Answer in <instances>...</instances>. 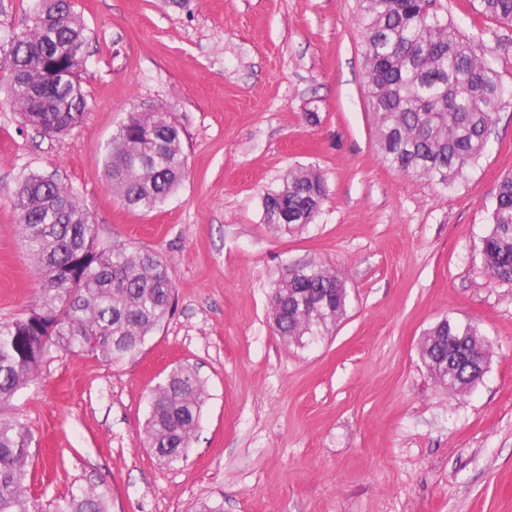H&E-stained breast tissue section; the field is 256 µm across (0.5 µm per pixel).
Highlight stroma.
<instances>
[{
  "instance_id": "stroma-1",
  "label": "stroma",
  "mask_w": 512,
  "mask_h": 512,
  "mask_svg": "<svg viewBox=\"0 0 512 512\" xmlns=\"http://www.w3.org/2000/svg\"><path fill=\"white\" fill-rule=\"evenodd\" d=\"M88 34L72 132L21 125L0 92V322L34 308L40 280L9 194L29 173L72 186L101 241L158 254L175 308L130 361L58 351L0 418L32 435L29 494L41 512L90 487L110 512H512V282L488 277L481 239L512 172V105L453 185L384 166L374 144L357 0H73ZM512 85V25L469 0H437ZM164 109L188 177L160 208L126 207L102 176L113 132ZM318 115L317 122L306 119ZM326 180L315 223L262 221V197L294 168ZM347 278V314L304 347L278 336L269 296L287 268ZM450 316L492 346L465 395L420 360ZM207 398L186 461L144 434L148 396L177 364Z\"/></svg>"
}]
</instances>
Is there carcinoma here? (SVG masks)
Wrapping results in <instances>:
<instances>
[{"label": "carcinoma", "mask_w": 512, "mask_h": 512, "mask_svg": "<svg viewBox=\"0 0 512 512\" xmlns=\"http://www.w3.org/2000/svg\"><path fill=\"white\" fill-rule=\"evenodd\" d=\"M475 10L512 25V0H475ZM356 23L366 46L368 100L383 165L448 186L482 156L487 131L508 94L495 65L476 52V38L432 9V0H359ZM86 27L71 0H34L28 24L0 39V74L25 126L63 135L87 107L79 76L86 64ZM181 131L159 110L128 117L112 134L104 158L108 185L125 205L153 210L186 177ZM327 198L323 176L290 170L263 195V223L292 230L315 222ZM18 232L42 288L38 307L0 322V405L33 381L52 353L88 354L107 363L134 358L173 309L175 288L162 259L114 242L98 243L96 225L78 192L31 173L11 193ZM288 215V221L282 216ZM490 229L480 254L486 273L512 282V174L498 184ZM349 294L339 272L320 266L288 269L271 293L276 331L305 346L336 326ZM429 336H459L488 363L491 346L478 325L445 317ZM435 349L422 361L448 392L464 394L484 373L455 370ZM206 391L189 366L171 369L149 395L145 433L163 461H184L199 427ZM31 435L24 422L0 419V512H38L27 495ZM56 512H109L107 494L73 493Z\"/></svg>", "instance_id": "carcinoma-1"}]
</instances>
